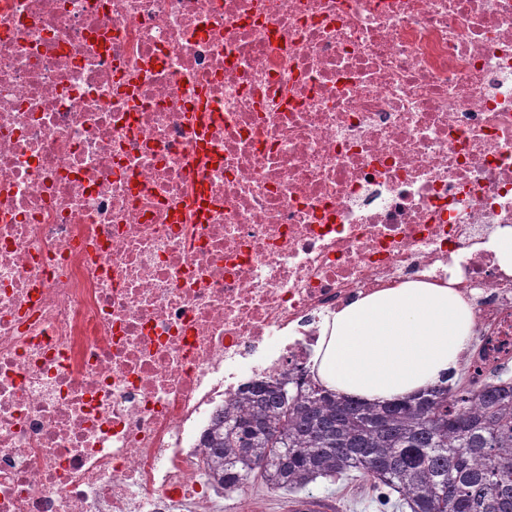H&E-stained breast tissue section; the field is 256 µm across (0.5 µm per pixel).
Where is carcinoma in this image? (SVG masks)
Here are the masks:
<instances>
[{"label":"carcinoma","mask_w":512,"mask_h":512,"mask_svg":"<svg viewBox=\"0 0 512 512\" xmlns=\"http://www.w3.org/2000/svg\"><path fill=\"white\" fill-rule=\"evenodd\" d=\"M382 404L288 375L236 399L206 438L224 491L301 492L319 478L366 484L379 512H512V377Z\"/></svg>","instance_id":"carcinoma-1"}]
</instances>
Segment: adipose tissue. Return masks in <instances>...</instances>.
Returning <instances> with one entry per match:
<instances>
[{"mask_svg":"<svg viewBox=\"0 0 512 512\" xmlns=\"http://www.w3.org/2000/svg\"><path fill=\"white\" fill-rule=\"evenodd\" d=\"M473 329V311L453 284L409 280L326 317L313 366L336 393L392 401L454 376Z\"/></svg>","mask_w":512,"mask_h":512,"instance_id":"1","label":"adipose tissue"}]
</instances>
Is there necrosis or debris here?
Returning a JSON list of instances; mask_svg holds the SVG:
<instances>
[{
  "label": "necrosis or debris",
  "instance_id": "obj_1",
  "mask_svg": "<svg viewBox=\"0 0 512 512\" xmlns=\"http://www.w3.org/2000/svg\"><path fill=\"white\" fill-rule=\"evenodd\" d=\"M512 0H0V512H224L202 431L456 278L512 364ZM486 247L495 252L500 268L507 274H512V231H500Z\"/></svg>",
  "mask_w": 512,
  "mask_h": 512
}]
</instances>
